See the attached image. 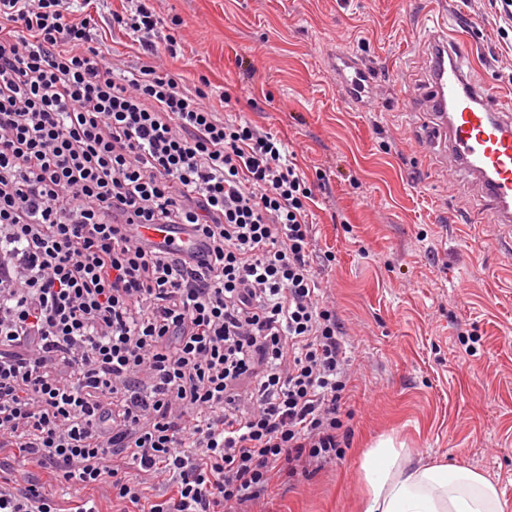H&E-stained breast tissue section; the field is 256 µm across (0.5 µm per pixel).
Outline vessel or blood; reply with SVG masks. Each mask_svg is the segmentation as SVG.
Masks as SVG:
<instances>
[{
	"label": "vessel or blood",
	"mask_w": 512,
	"mask_h": 512,
	"mask_svg": "<svg viewBox=\"0 0 512 512\" xmlns=\"http://www.w3.org/2000/svg\"><path fill=\"white\" fill-rule=\"evenodd\" d=\"M430 54L424 100L431 120L424 144L438 151L464 179L476 183L492 220L512 223V109L498 103L486 86L464 69L467 46L449 41L446 23L434 21L429 33ZM372 79L369 70L350 54L336 56V80L343 96L361 103ZM138 235L162 250L197 252L201 238L189 228L144 224Z\"/></svg>",
	"instance_id": "obj_1"
}]
</instances>
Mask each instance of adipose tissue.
<instances>
[{"label":"adipose tissue","instance_id":"obj_1","mask_svg":"<svg viewBox=\"0 0 512 512\" xmlns=\"http://www.w3.org/2000/svg\"><path fill=\"white\" fill-rule=\"evenodd\" d=\"M362 469L363 512H505L499 486L488 475L402 459L390 438L378 441Z\"/></svg>","mask_w":512,"mask_h":512}]
</instances>
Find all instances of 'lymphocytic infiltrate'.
Wrapping results in <instances>:
<instances>
[{
	"label": "lymphocytic infiltrate",
	"mask_w": 512,
	"mask_h": 512,
	"mask_svg": "<svg viewBox=\"0 0 512 512\" xmlns=\"http://www.w3.org/2000/svg\"><path fill=\"white\" fill-rule=\"evenodd\" d=\"M0 0V453L84 490L0 482V512H253L344 458L353 381L324 301L316 185L283 141L161 71L147 0ZM134 224H187L195 257ZM123 458L120 470L113 458ZM162 501L149 496L153 481ZM101 25L104 27L102 35L104 43L110 51V57H112L113 53L114 58L121 60L126 65H138L141 61L138 57L141 58V55L138 53L136 45L131 46L132 42L128 36L118 30H109L103 23H101Z\"/></svg>",
	"instance_id": "f902f5d3"
}]
</instances>
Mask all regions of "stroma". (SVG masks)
Instances as JSON below:
<instances>
[{
  "mask_svg": "<svg viewBox=\"0 0 512 512\" xmlns=\"http://www.w3.org/2000/svg\"><path fill=\"white\" fill-rule=\"evenodd\" d=\"M182 54L165 67L207 77L225 113L283 139L307 175L319 279L352 343L344 459L280 487L263 512H360L362 463L384 437L412 458L496 480L512 512V226L476 224L475 190L417 139L426 29L438 13L472 43L470 73L512 99V35L495 0H152ZM374 75L364 106L336 85V53ZM253 64V79L243 77Z\"/></svg>",
  "mask_w": 512,
  "mask_h": 512,
  "instance_id": "35a3bbf8",
  "label": "stroma"
}]
</instances>
